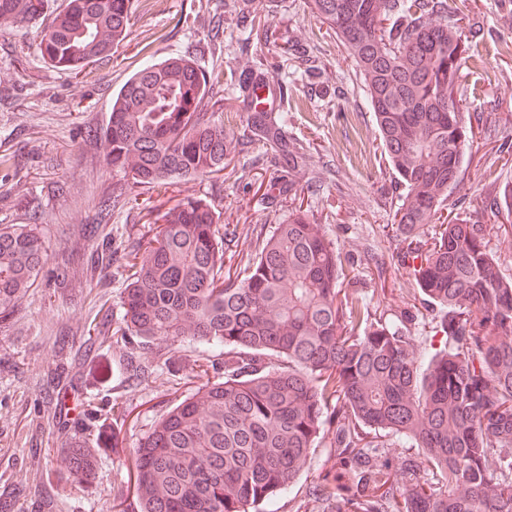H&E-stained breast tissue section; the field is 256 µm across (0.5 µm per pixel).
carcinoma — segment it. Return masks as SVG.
I'll return each mask as SVG.
<instances>
[{"label":"carcinoma","instance_id":"cac0c4a2","mask_svg":"<svg viewBox=\"0 0 512 512\" xmlns=\"http://www.w3.org/2000/svg\"><path fill=\"white\" fill-rule=\"evenodd\" d=\"M347 47L367 92L387 159L403 186L394 211L398 261L412 269L442 347L420 363L407 324L375 318L349 293L340 253L301 209L273 227L240 272L224 265L215 206L181 200L158 216L152 235L125 255L120 314V383H143L176 343L218 353L196 365V386L156 419L133 448L112 434V465L132 463L134 481L112 494L115 512H264L307 466L318 439L335 464L296 512H512V273L486 249L512 240V224L438 223L456 188L467 131L492 113L462 111L461 71L472 25L448 0H312ZM49 17L38 44L47 64L78 76L112 56L127 35L130 0H0V30ZM221 82L195 61L171 56L137 70L112 98L100 149L116 178L112 203L134 187L167 189L177 179L218 176L244 142L203 111ZM288 113L249 112L246 126L277 153L283 185L295 190L307 163L288 141ZM432 228L425 238V227ZM48 248L36 223L0 224V329L38 284ZM57 284L78 278L70 258ZM79 351L54 349L47 377L59 384ZM224 366V376L208 378ZM74 422L91 428L96 409L80 401ZM417 449L390 465L393 439ZM28 491L0 472V512L22 498L54 512L62 484L88 482L86 448H59Z\"/></svg>","mask_w":512,"mask_h":512}]
</instances>
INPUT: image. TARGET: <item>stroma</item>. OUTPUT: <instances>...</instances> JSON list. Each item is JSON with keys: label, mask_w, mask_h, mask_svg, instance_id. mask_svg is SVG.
<instances>
[{"label": "stroma", "mask_w": 512, "mask_h": 512, "mask_svg": "<svg viewBox=\"0 0 512 512\" xmlns=\"http://www.w3.org/2000/svg\"><path fill=\"white\" fill-rule=\"evenodd\" d=\"M233 0H131L127 37L110 59L90 64L80 76L45 65L38 52L43 21L0 32V224L30 221L29 202L39 205V222L50 252L75 251L88 258L96 246L133 248L166 206L183 199L215 205L221 224L235 229L231 265L254 249L272 226L302 204L321 224L345 258L347 279L372 313L392 316L418 306L411 330L422 358L439 340L431 336L432 310L421 308L414 278L395 265L398 240L391 223L400 188L366 103L360 75L345 45L314 14L309 0H251V16L299 53L279 62L276 48L242 46L230 16ZM484 31L473 45L460 84L470 108L494 113V126L476 129L461 167L459 183L445 209L459 223H512L506 210L473 209L469 202L494 194L512 181V0H448ZM196 54L209 73L250 70L268 62V72L288 88L290 141L302 147L307 166L297 194L273 195L281 167L263 140L228 158L220 178L179 180L159 192L134 188L135 206H116L97 221L99 203L112 194L96 139L106 126L112 95L145 63L172 54ZM97 224L95 235L75 240L77 224ZM95 284H77L60 296L53 280L39 284L23 301L8 330L0 332V356L11 353L18 367L0 373V463L16 480L36 483L42 467L33 448L56 450L62 443L89 448L96 459L93 478L62 489L60 512H112V491L127 482L112 465V433L134 446L144 431L179 400L175 385L193 360L209 355L207 345L184 343L171 350L169 364L131 387L113 379L118 347L86 351L66 407L91 400L99 413L89 434L42 417L48 389L45 373L57 344L82 346L89 328L104 314L119 313L123 284L108 273ZM328 443L315 442L307 469L276 499L269 512H296L314 478L331 464Z\"/></svg>", "instance_id": "stroma-1"}]
</instances>
